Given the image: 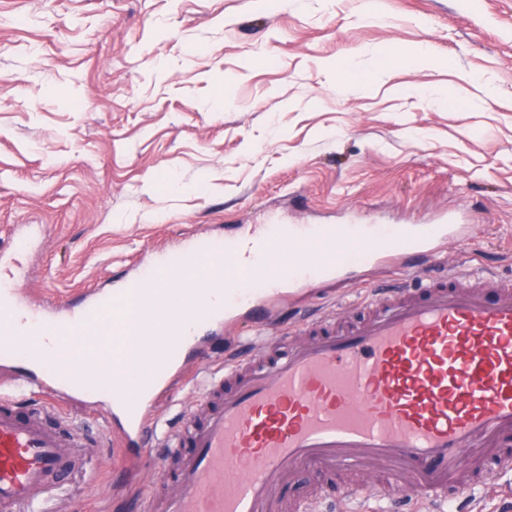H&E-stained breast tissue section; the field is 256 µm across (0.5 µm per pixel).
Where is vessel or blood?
I'll return each mask as SVG.
<instances>
[{
  "instance_id": "vessel-or-blood-1",
  "label": "vessel or blood",
  "mask_w": 512,
  "mask_h": 512,
  "mask_svg": "<svg viewBox=\"0 0 512 512\" xmlns=\"http://www.w3.org/2000/svg\"><path fill=\"white\" fill-rule=\"evenodd\" d=\"M447 225L420 227L413 237L380 230L350 233L335 224L310 231L288 224L250 228L232 238L189 237L183 248L160 250L135 269L127 285L157 315L196 311L195 325L176 330L156 346L165 356L160 376L173 369L170 354L193 344L200 325L221 326L233 305L280 292L285 280L319 276L346 260L399 254L411 243L445 236ZM30 237L12 234L0 262V364L40 360L48 341L85 330L112 307V293L96 290L81 311L52 317L24 308L9 284L21 277L18 259ZM206 260L205 287L183 282L161 301L153 283L159 270L181 279L194 261ZM467 271L419 275L402 289L379 288L356 321L333 310L306 321L300 341L273 342L225 365L203 389L202 413L188 411L181 435L187 452L173 473L174 492L163 512H273L276 490L302 471L338 473L390 467L386 485L343 488L340 500L360 503L366 493L400 500L406 487H423L425 502L467 494L458 476L466 452L496 449L484 459L488 475L512 468V280L484 273V287L469 288ZM92 365L58 356L45 377L63 400L82 391L95 369L96 391L108 393L128 443L148 439L166 448L170 435L141 403L145 384L106 370L107 356ZM84 435L43 411H18L0 399V512H42L56 500L66 476L87 465Z\"/></svg>"
}]
</instances>
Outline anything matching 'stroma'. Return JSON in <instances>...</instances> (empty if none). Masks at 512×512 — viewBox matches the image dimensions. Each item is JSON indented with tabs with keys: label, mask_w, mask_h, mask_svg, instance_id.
I'll use <instances>...</instances> for the list:
<instances>
[{
	"label": "stroma",
	"mask_w": 512,
	"mask_h": 512,
	"mask_svg": "<svg viewBox=\"0 0 512 512\" xmlns=\"http://www.w3.org/2000/svg\"><path fill=\"white\" fill-rule=\"evenodd\" d=\"M0 0V243L35 239L31 308L80 304L158 248L241 224H446L432 270L512 279V0ZM446 89L436 101L429 93ZM345 269L205 332L152 413L183 424L224 350L406 277ZM63 416L87 470L60 512H144L171 490L102 395ZM512 471L439 512H507Z\"/></svg>",
	"instance_id": "stroma-1"
}]
</instances>
